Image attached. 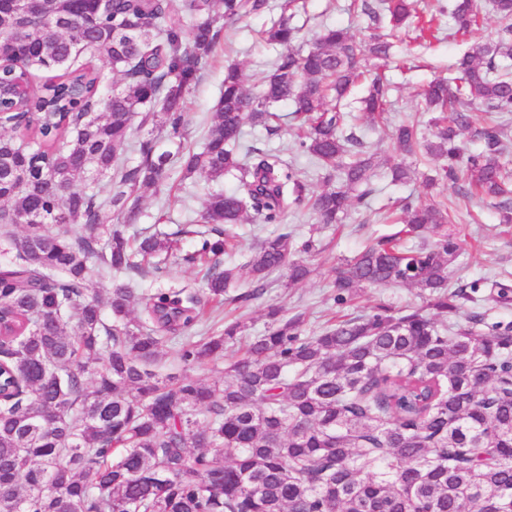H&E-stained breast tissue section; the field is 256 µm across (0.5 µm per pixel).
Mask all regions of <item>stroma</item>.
<instances>
[{"label": "stroma", "mask_w": 512, "mask_h": 512, "mask_svg": "<svg viewBox=\"0 0 512 512\" xmlns=\"http://www.w3.org/2000/svg\"><path fill=\"white\" fill-rule=\"evenodd\" d=\"M280 4L281 0H269L260 13L225 22V43L218 45L197 82L186 94L187 125L180 133H156L148 126L136 127L132 130V143L151 138L158 151L171 153L182 146L201 147L214 118L225 68L240 67L247 86L253 90L257 89L263 73L271 68L278 51L261 46L257 34L280 16ZM344 5L345 0H301L291 23L300 28L306 42L326 25L349 28L356 38H363L371 25L368 16L348 13ZM480 5L488 18L467 36L456 39L443 36L420 43L405 37L396 42L394 52L402 66L387 74L392 84L391 110L386 120L363 132L380 160L373 179L374 193L368 205L353 208L339 224L318 223L315 215L301 206L289 209L287 214L272 222L258 219L232 226L234 247L227 258L236 263L241 262L259 240L267 237L288 233L298 243L314 239L313 249L304 255L305 261L314 269L310 280L292 285L285 272L276 271L269 275L263 290L256 296L251 293L249 281H241L233 289L240 297L239 302L218 306L205 324L192 328V335L203 336L222 330L225 322L233 319L246 324L248 335L262 333L266 328L265 310L271 304L280 306L288 316L302 314V329L308 334L319 333L328 320L366 314L381 305L395 311L423 306L424 298L419 289L389 284L363 289L356 300L340 307L333 301L332 282L337 266L362 251L369 238L398 232V225L379 220V212L396 201L416 204L422 199L423 189L418 181L404 184L391 181L389 167L401 161L402 155L390 138V126L414 116L417 92L435 78L451 77L453 65L460 55L474 45L497 40L500 26L490 13L491 4L489 0H481ZM273 110L281 117L278 130L270 133L264 127L248 125L244 128L246 140L256 148L280 154L288 164L305 168L312 191H322L324 183L320 172L296 151L291 105L279 102L274 104ZM235 185V179L230 176L214 181L196 176L184 180L179 172H172L162 185L141 189L140 215L135 228L146 235L175 233L178 225L191 223L198 216L211 194L231 191ZM440 191L457 208L459 222L456 230L464 243L463 250L450 267V283L454 286L474 281L480 284V300L465 303L463 313L478 311L492 322H512V303L503 305L483 299L493 282L512 285V224L500 223L496 209L479 196L458 194L453 183H444ZM198 242L195 236H176L162 271L148 267L136 275L140 293L151 294L174 285L201 287V267L184 260L185 255L197 249Z\"/></svg>", "instance_id": "35a3bbf8"}]
</instances>
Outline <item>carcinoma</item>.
I'll list each match as a JSON object with an SVG mask.
<instances>
[{"instance_id":"cac0c4a2","label":"carcinoma","mask_w":512,"mask_h":512,"mask_svg":"<svg viewBox=\"0 0 512 512\" xmlns=\"http://www.w3.org/2000/svg\"><path fill=\"white\" fill-rule=\"evenodd\" d=\"M266 0H0V512H512V322L473 312L459 319L478 283L448 290L461 245L430 233L454 223L448 203L400 208L396 236L373 241L336 268L335 301L367 287L400 283L419 289L426 308L385 306L302 335L301 316L271 306L265 333L253 336L224 379L202 383L160 376L163 348L201 320V306L246 278L254 289L276 270L298 283L310 268L284 233L259 242L242 264L224 265L221 225L249 214L269 222L310 207L335 224L372 195L377 162L340 103L365 85L358 121L375 123L390 106L389 87L371 70L390 65L393 38L414 12L411 0H350L373 22L362 41L328 27L306 50L294 48L289 20L298 0L261 40L282 48L260 93L228 67L216 116L202 147L177 155L136 146L124 164L133 117L159 128L185 124L184 97L221 38L223 19L258 13ZM503 22L498 39L456 61L457 83L436 79L422 94L434 138L419 122L395 127L399 150L440 162L425 177L481 194L500 221L512 223V182L500 162L508 124L475 130L481 148L462 140L474 105L512 113V0H492ZM455 33L479 27V0H453ZM99 55L101 68L85 62ZM33 69L54 76L32 81ZM289 101L297 149L337 189L309 192L306 174L279 155L242 143L243 127L278 118ZM183 177L237 188L216 193L195 224L174 235L199 237L186 258L209 263L205 286L184 285L137 297L114 278L142 270L172 248L169 235H126L138 214L135 192ZM391 182L415 172L399 162ZM107 179L108 196L94 184ZM22 224L18 234L11 229ZM112 318H103L99 289ZM139 300L136 320L129 306ZM224 333L178 344L188 367L224 359Z\"/></svg>"}]
</instances>
